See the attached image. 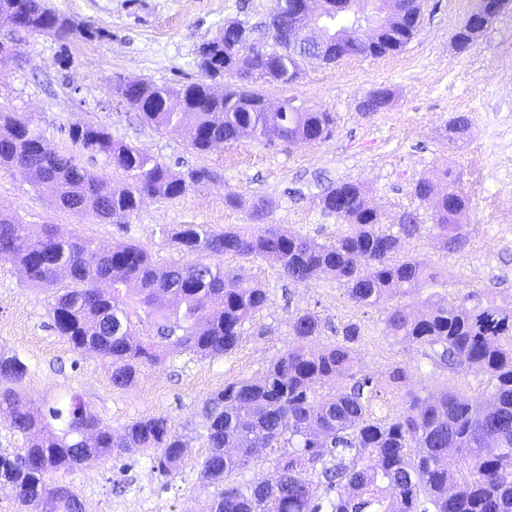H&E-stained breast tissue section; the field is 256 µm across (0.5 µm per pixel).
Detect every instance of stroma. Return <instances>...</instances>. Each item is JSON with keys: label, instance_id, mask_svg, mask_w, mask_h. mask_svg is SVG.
<instances>
[{"label": "stroma", "instance_id": "stroma-1", "mask_svg": "<svg viewBox=\"0 0 512 512\" xmlns=\"http://www.w3.org/2000/svg\"><path fill=\"white\" fill-rule=\"evenodd\" d=\"M475 0H422L417 32L403 50L381 57H345L332 65L304 63L290 84H258L272 103L293 97L306 109L326 111L334 119L330 138L301 145L264 146L248 140L228 142L198 153L187 131L160 133L114 94L116 78L178 86L199 79L197 52L224 23L253 25L270 12L273 0H48L58 13L107 32L60 47L51 36L13 30L0 24V41L11 42L16 59L0 65V110L29 118L46 131L51 144L73 155L93 172L121 178L105 157L72 143L70 126L101 124L114 139L166 162L173 171L214 170L218 179L196 185L180 197L147 199L124 224H102L57 208L38 193L21 171L0 168V210L19 216L32 232L47 224L74 229L98 244H136L166 262H193L191 254L161 237L160 227L205 224L215 230L249 221V211L225 198H270L267 221L320 243L341 231L335 216L322 211L318 197L329 185L363 184L384 226L417 211L420 235L404 240L402 253L448 271L441 287L449 300L480 288L498 304L512 305V223L499 220L512 206V0L477 35L467 50L453 40ZM385 87L392 102L381 112L359 107L367 93ZM466 116L469 130L452 144L446 127ZM446 168L471 201L463 218L467 242L441 251L430 231L434 203L412 194L414 183ZM218 265L243 268L266 288L270 302L243 326L236 349L219 357L181 350L165 351L128 387L113 385L107 364L94 353L78 352L50 326L49 291L29 286L20 271L0 265V351L17 355L28 367L23 392L39 402L77 394L106 426L121 429L145 416H164L179 428L192 427L206 397L224 385L263 375L292 343L290 321L296 312L317 315L322 332L314 344L339 341L340 330L360 328L355 344L361 374L371 377L387 406L399 405L406 389L457 388L477 396L474 370L431 368L420 349L387 338L384 320L391 301L360 307L332 277L288 279L279 266L252 257L218 258ZM409 372L406 388L393 387L395 365ZM190 451L172 476L153 469L147 455L94 461L72 471L51 473L50 481L69 486L85 512H204L218 494L201 477L207 454L203 439L191 438Z\"/></svg>", "mask_w": 512, "mask_h": 512}]
</instances>
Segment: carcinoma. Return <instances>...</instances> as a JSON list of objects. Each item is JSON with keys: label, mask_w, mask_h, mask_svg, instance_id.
Returning a JSON list of instances; mask_svg holds the SVG:
<instances>
[{"label": "carcinoma", "mask_w": 512, "mask_h": 512, "mask_svg": "<svg viewBox=\"0 0 512 512\" xmlns=\"http://www.w3.org/2000/svg\"><path fill=\"white\" fill-rule=\"evenodd\" d=\"M312 2L343 33L339 49L320 52L316 39H297L304 27L299 10L293 0H275L262 22L272 45L246 54L237 46V31L226 26L199 48L197 81L177 87L118 78L113 90L156 131L189 128L199 153L244 138L290 146L323 141L334 128L330 113L309 111L292 98L271 110L263 95L233 80L289 84L313 57L332 64L345 56L398 52L415 35L421 0H376L399 20L387 23L372 42L352 23L370 0H345L341 14L333 12L334 0ZM3 15L19 30L61 41L104 36L90 24L77 29L75 20L45 0H0ZM478 32L465 23L455 34L457 48H468ZM390 100L388 89L377 88L360 107L380 112ZM69 137L104 156L124 178L110 180L79 165L55 150L39 125L8 112H0V167L29 173L57 207L104 224L122 223L146 198L174 199L215 178L206 167L177 176L166 163L113 139L103 125H73ZM436 177L447 187L435 200L432 229L442 250H458L466 243L459 219L469 199L448 169ZM319 205L347 226L331 244L261 223L273 202L258 197L250 206L251 224L222 231L187 224L174 232L171 240L201 257L182 265L162 264L135 245L101 247L58 224L35 235L0 211V263L20 267L34 287L55 288L52 326L74 350L100 355L116 387L134 382L163 348L202 357L231 352L244 324L266 308L265 289L241 269L205 262L209 256H261L297 281L331 276L361 307L397 298L401 303L385 318L386 337L422 349L434 368L474 370L485 378L482 392L465 398L448 387L410 391L393 416L376 419L372 381L358 377L351 347L360 327L345 326L342 341L318 349L313 341L320 319L299 311L290 324L293 344L263 376L228 384L204 403L200 436L209 451L202 471L210 482L224 484L207 512H512V307L472 289L452 304L434 292L425 299L427 312L412 314L405 299L420 296L428 283L448 282L444 270L397 257L402 239L421 230L417 214L405 211L397 231L384 230L362 186L348 181L325 189ZM27 371L18 356L0 353V411L26 444L22 454L0 450V495L13 499L19 512H83L69 489L47 476L92 457L151 450L154 468L167 477L188 453L186 436L162 416L136 419L114 433L77 395L61 407L37 403L18 389ZM335 379L352 385L317 395V386ZM450 456L459 462L454 471L448 470ZM259 460L273 464L269 480L235 479ZM305 464L313 472L309 480L299 476Z\"/></svg>", "instance_id": "carcinoma-1"}]
</instances>
